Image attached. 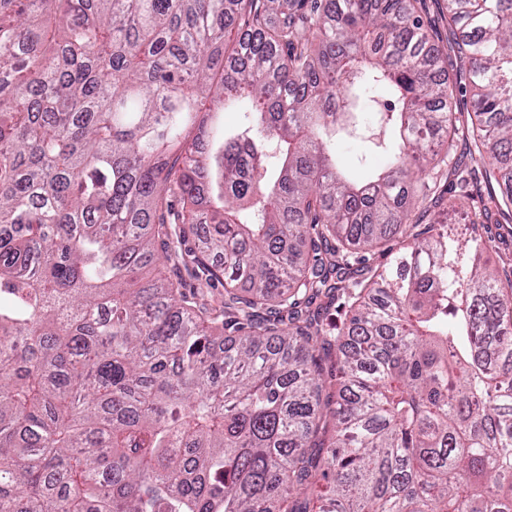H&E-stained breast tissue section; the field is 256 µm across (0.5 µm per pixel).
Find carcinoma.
I'll list each match as a JSON object with an SVG mask.
<instances>
[{
  "mask_svg": "<svg viewBox=\"0 0 512 512\" xmlns=\"http://www.w3.org/2000/svg\"><path fill=\"white\" fill-rule=\"evenodd\" d=\"M416 2L0 0V512H314L322 481L320 512H512V277L476 233L512 224V0H445L464 122ZM461 137L476 167L425 180ZM477 177L465 232H412ZM377 127L372 129L371 133H375L374 139L367 138L371 133L365 135H357L353 137L336 139V157L339 162L349 168L366 169V167L381 168L387 162V156L381 149L375 147V137L383 138L378 135Z\"/></svg>",
  "mask_w": 512,
  "mask_h": 512,
  "instance_id": "carcinoma-1",
  "label": "carcinoma"
}]
</instances>
